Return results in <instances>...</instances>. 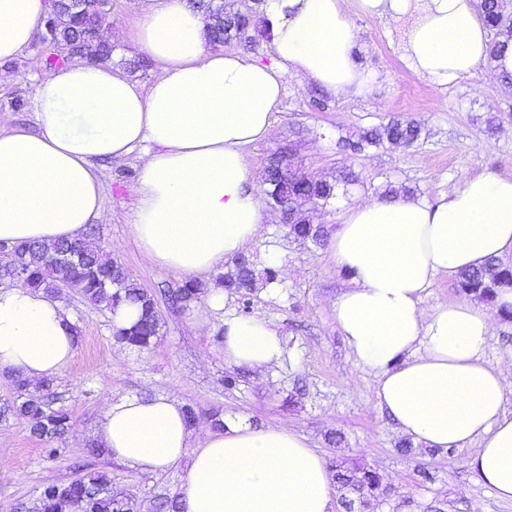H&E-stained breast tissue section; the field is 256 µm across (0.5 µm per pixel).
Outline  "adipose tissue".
<instances>
[{"label": "adipose tissue", "mask_w": 512, "mask_h": 512, "mask_svg": "<svg viewBox=\"0 0 512 512\" xmlns=\"http://www.w3.org/2000/svg\"><path fill=\"white\" fill-rule=\"evenodd\" d=\"M478 0H270L276 62L263 65L207 46L208 24L186 0H149L136 30L161 69L150 86L106 62L81 60L34 87L38 128L0 127V242L81 237L104 215L98 162L142 150L131 231L143 260L188 277L223 270L258 241L264 202L248 145L267 139L285 73L340 95L368 79L354 51L353 12L410 16L413 68L451 84L481 63L512 75V39L489 58ZM47 0H0V65L27 49ZM350 286L333 303L356 362L377 379L379 408L430 448L475 446L468 464L498 498L512 500V396L506 370L489 364V316L468 301L421 303L441 273L512 252V177L480 173L436 202L365 201L347 209L332 242ZM224 360L268 369L282 339L264 316H227ZM77 348L61 301L23 284L0 286V375L39 382L62 376ZM99 448L153 476L190 465L176 495L185 512H332L322 455L298 431L227 421L194 435L166 397L111 402Z\"/></svg>", "instance_id": "1"}]
</instances>
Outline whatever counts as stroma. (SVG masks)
<instances>
[{
	"label": "stroma",
	"instance_id": "obj_1",
	"mask_svg": "<svg viewBox=\"0 0 512 512\" xmlns=\"http://www.w3.org/2000/svg\"><path fill=\"white\" fill-rule=\"evenodd\" d=\"M146 0H112L100 33L112 46L111 63L131 80L150 85L161 74L132 41L133 26L145 17ZM225 9L252 10L262 36L246 51L261 64L274 61L272 26L266 0H223ZM361 48L357 60L370 74L367 91L338 96L302 76L284 79L282 102L270 138L250 145L257 191H265L264 171L272 154H285L293 167L335 184L326 207L311 213L313 223L335 235L347 208L362 200H382L389 186L409 188L411 197L437 200L465 178L489 170L512 177V81L491 77L480 67L450 85L419 74L405 53L409 18L355 15ZM46 46L34 40L6 69L0 86V124L35 129L33 88L51 74ZM400 117L418 122L420 140L410 146L345 151L343 138ZM139 158L102 162L105 217L92 227L93 240L153 295L162 315L153 349L138 351L116 338L109 311L85 301L77 289L55 296L74 316L78 348L53 389L59 404L72 413L67 434L54 440L56 455H46L25 420H0V466L10 472L0 481V512H40V493L50 483L69 481L76 467L93 463L107 471L115 487L131 492L139 512H152L154 493L174 490L186 466L146 476L109 456L90 454L88 441L107 405L123 396H166L197 413L195 431L213 417L241 419L255 427L285 425L296 429L326 462L363 465L376 471L382 486L365 512H512L470 469L472 448L427 449L404 453L402 436L376 401L375 376L358 365L333 317L332 305L347 288L332 245H314L288 237V227L274 207H266L261 238L247 252L256 271L273 268L277 279L249 295L229 294L224 312L263 314L278 330L285 354L280 365L249 370L225 364L217 336L223 314H207L208 278L197 281L199 293L187 307L169 297L183 276L143 261L132 238L131 221ZM491 316L485 359L512 363V320L493 301L481 300Z\"/></svg>",
	"mask_w": 512,
	"mask_h": 512
}]
</instances>
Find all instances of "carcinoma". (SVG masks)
<instances>
[{
	"label": "carcinoma",
	"instance_id": "obj_1",
	"mask_svg": "<svg viewBox=\"0 0 512 512\" xmlns=\"http://www.w3.org/2000/svg\"><path fill=\"white\" fill-rule=\"evenodd\" d=\"M479 8L480 19L489 29L512 38V19L497 7V0H481ZM224 18V28L213 32L215 43L225 42L246 23L240 12L226 14ZM85 34V26L74 18L57 29L55 39L63 46L75 45L84 40ZM420 134L418 123L393 119L364 130L357 139L346 141L344 148L358 154L386 144L411 145ZM265 184L266 194L275 205L290 193L313 197L318 207L326 206L335 196L334 186L299 173L287 163L281 168L268 166ZM288 234L316 245L324 242V233L317 236L311 233L310 220L306 215L288 225ZM0 252L5 254L0 261V280L22 279L33 288L47 291L75 288L89 303L111 312L121 304L139 305V320L129 328L118 330L117 338L138 350L151 349L156 344L161 319L153 296L130 279L121 264L89 240L31 242L15 246L0 244ZM219 283L239 293L258 288L259 279L253 262L247 258L243 262L233 261L232 266L219 275ZM458 283L464 291L480 299L492 298L497 289L512 285V265L499 258L491 259L480 269L459 273ZM10 385L15 399L0 408V416L14 415L25 419L31 434L46 443L43 451L50 456L56 454L58 449L50 442L70 429L72 417L69 409L54 406L52 400L24 399L30 390V383L25 379L12 377ZM334 477L341 487L361 492L380 487V476L364 468L358 473L339 468ZM137 509L133 495L112 486V479L87 465L71 481L45 486L41 497V512H137ZM155 509L156 512H181L176 499L166 492L155 495Z\"/></svg>",
	"mask_w": 512,
	"mask_h": 512
}]
</instances>
